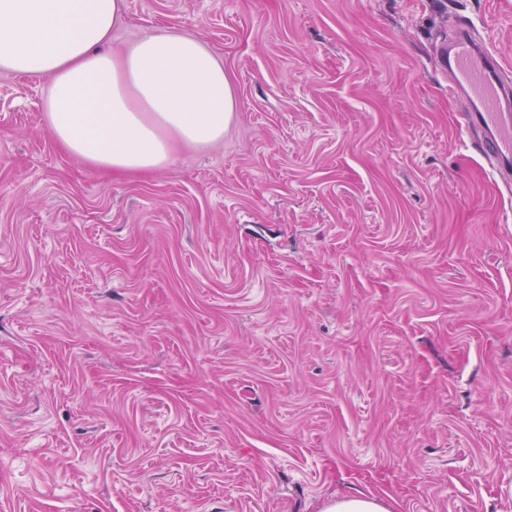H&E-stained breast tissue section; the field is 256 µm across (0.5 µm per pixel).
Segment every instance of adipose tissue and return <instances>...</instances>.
Returning a JSON list of instances; mask_svg holds the SVG:
<instances>
[{
	"label": "adipose tissue",
	"instance_id": "adipose-tissue-1",
	"mask_svg": "<svg viewBox=\"0 0 512 512\" xmlns=\"http://www.w3.org/2000/svg\"><path fill=\"white\" fill-rule=\"evenodd\" d=\"M123 0H0V69L51 78L55 143L95 168L168 165L176 145L204 146L233 111L223 66L196 37L148 35L107 52Z\"/></svg>",
	"mask_w": 512,
	"mask_h": 512
}]
</instances>
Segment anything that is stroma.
Wrapping results in <instances>:
<instances>
[{"label":"stroma","mask_w":512,"mask_h":512,"mask_svg":"<svg viewBox=\"0 0 512 512\" xmlns=\"http://www.w3.org/2000/svg\"><path fill=\"white\" fill-rule=\"evenodd\" d=\"M512 79V0H124L224 64L149 175L0 70V512H512V204L440 47ZM323 512H390V510L376 495L360 494L336 499L327 504Z\"/></svg>","instance_id":"stroma-1"}]
</instances>
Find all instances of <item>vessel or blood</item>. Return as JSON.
Returning <instances> with one entry per match:
<instances>
[{"instance_id":"vessel-or-blood-1","label":"vessel or blood","mask_w":512,"mask_h":512,"mask_svg":"<svg viewBox=\"0 0 512 512\" xmlns=\"http://www.w3.org/2000/svg\"><path fill=\"white\" fill-rule=\"evenodd\" d=\"M448 92L465 108L459 124L472 150L495 171H512V85L503 80L496 56L468 30L449 39L442 55Z\"/></svg>"}]
</instances>
